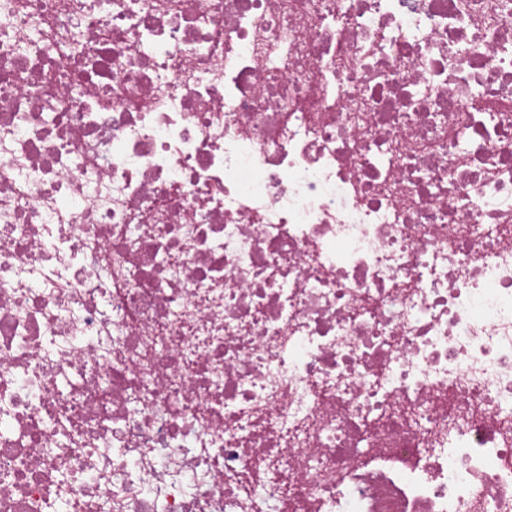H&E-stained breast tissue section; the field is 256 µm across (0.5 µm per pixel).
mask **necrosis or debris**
<instances>
[{
	"instance_id": "1",
	"label": "necrosis or debris",
	"mask_w": 512,
	"mask_h": 512,
	"mask_svg": "<svg viewBox=\"0 0 512 512\" xmlns=\"http://www.w3.org/2000/svg\"><path fill=\"white\" fill-rule=\"evenodd\" d=\"M0 512H512V0H0Z\"/></svg>"
}]
</instances>
